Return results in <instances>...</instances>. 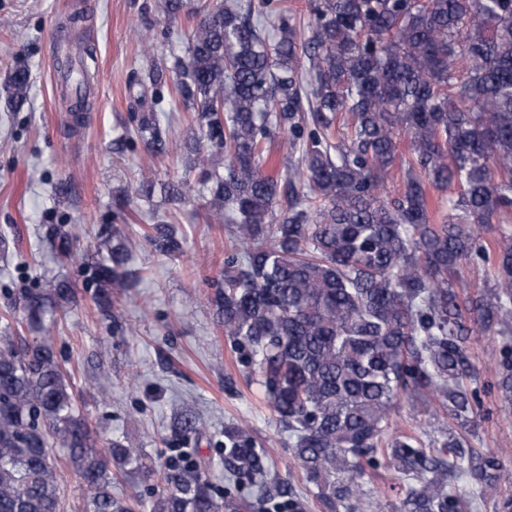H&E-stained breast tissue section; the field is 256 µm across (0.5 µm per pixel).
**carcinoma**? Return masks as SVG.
Segmentation results:
<instances>
[{
  "mask_svg": "<svg viewBox=\"0 0 512 512\" xmlns=\"http://www.w3.org/2000/svg\"><path fill=\"white\" fill-rule=\"evenodd\" d=\"M314 22L249 0L202 6L187 59L174 58V101L193 112L197 180L141 181L135 195L185 204L208 194V224H234L212 302L234 345L248 351L258 384L288 430L294 458L323 512H359L365 477L400 480L399 512H470L456 483L497 493L502 465L468 445L477 379L475 328L512 335V237L484 244L490 224L512 223V0H308ZM29 74L11 73L6 106L26 97ZM283 135L282 176L264 170ZM137 134L151 156L169 151L154 114ZM409 143L397 192L378 188ZM448 192L433 219L431 190ZM162 256L183 252L169 224L143 232ZM47 240L62 261L82 259L60 226ZM96 295L140 279L120 231L98 245ZM492 265L475 298L456 292L464 264ZM63 281L24 295L32 342L0 329V512H62L55 441L81 477L85 512H303L289 482L270 477L246 428L224 431L228 482L219 496L195 465H172L155 497L112 495V473L144 472V455L114 440L100 450L55 354ZM496 388L512 406V356ZM443 417L439 437H384L401 401ZM457 429L448 428V422Z\"/></svg>",
  "mask_w": 512,
  "mask_h": 512,
  "instance_id": "1",
  "label": "carcinoma"
}]
</instances>
